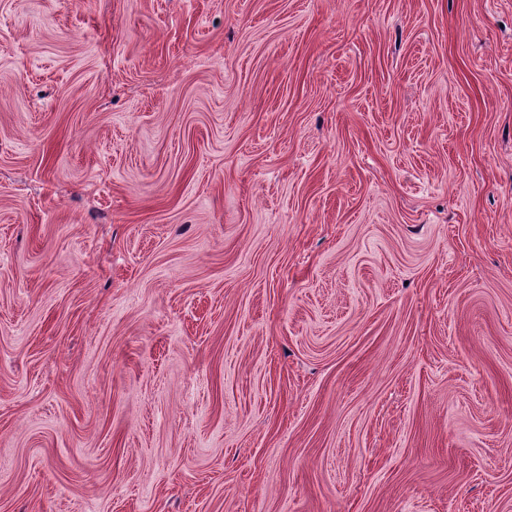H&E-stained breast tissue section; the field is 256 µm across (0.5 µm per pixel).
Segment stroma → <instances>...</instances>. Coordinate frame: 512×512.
<instances>
[{
  "instance_id": "35a3bbf8",
  "label": "stroma",
  "mask_w": 512,
  "mask_h": 512,
  "mask_svg": "<svg viewBox=\"0 0 512 512\" xmlns=\"http://www.w3.org/2000/svg\"><path fill=\"white\" fill-rule=\"evenodd\" d=\"M0 512H512V0H0Z\"/></svg>"
}]
</instances>
